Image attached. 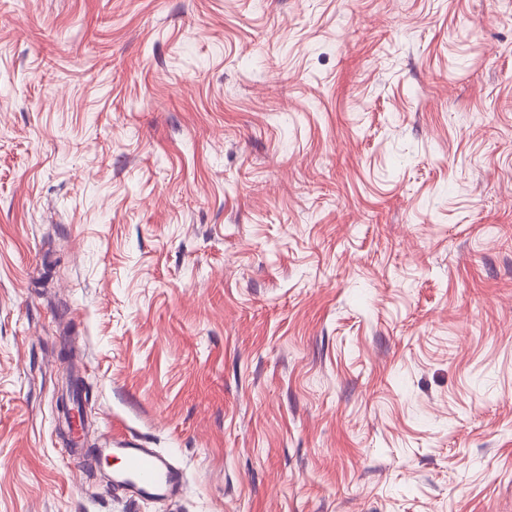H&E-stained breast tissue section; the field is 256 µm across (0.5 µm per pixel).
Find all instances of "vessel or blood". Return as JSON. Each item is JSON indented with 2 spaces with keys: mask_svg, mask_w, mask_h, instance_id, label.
<instances>
[{
  "mask_svg": "<svg viewBox=\"0 0 512 512\" xmlns=\"http://www.w3.org/2000/svg\"><path fill=\"white\" fill-rule=\"evenodd\" d=\"M109 455L120 463L112 475L113 489L132 493L135 499L147 501L156 496L178 494L183 475L172 461L154 448H144L133 440H113Z\"/></svg>",
  "mask_w": 512,
  "mask_h": 512,
  "instance_id": "vessel-or-blood-1",
  "label": "vessel or blood"
}]
</instances>
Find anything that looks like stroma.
Masks as SVG:
<instances>
[{"instance_id": "stroma-1", "label": "stroma", "mask_w": 512, "mask_h": 512, "mask_svg": "<svg viewBox=\"0 0 512 512\" xmlns=\"http://www.w3.org/2000/svg\"><path fill=\"white\" fill-rule=\"evenodd\" d=\"M0 512H512V0H0ZM133 440L112 438V448H97L98 455H111L121 463L112 475L113 490L123 489L134 500L148 501L155 496L178 494L183 474L156 448H144Z\"/></svg>"}]
</instances>
